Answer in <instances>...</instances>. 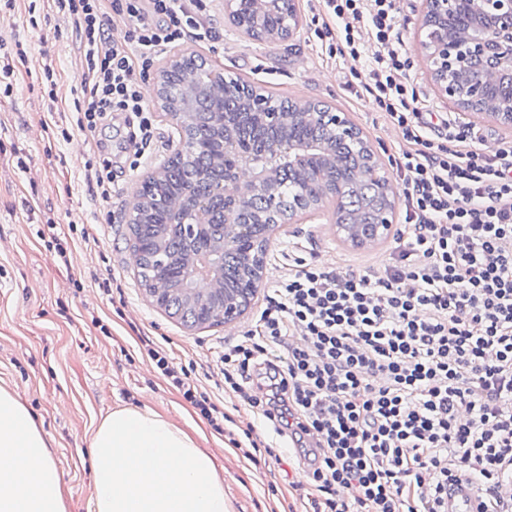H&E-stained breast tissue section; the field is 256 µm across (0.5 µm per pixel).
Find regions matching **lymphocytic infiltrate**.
Here are the masks:
<instances>
[{"instance_id":"lymphocytic-infiltrate-1","label":"lymphocytic infiltrate","mask_w":512,"mask_h":512,"mask_svg":"<svg viewBox=\"0 0 512 512\" xmlns=\"http://www.w3.org/2000/svg\"><path fill=\"white\" fill-rule=\"evenodd\" d=\"M55 2L85 60L74 125L121 119L142 159L154 121L136 72L210 37L204 0ZM323 2L318 35L338 54L359 58L367 37L379 47L361 90L408 145L397 247L379 274L296 258L254 331L225 346L224 392L277 435L314 442L305 512H438L461 478L483 512H512V144L485 154L467 126L422 120L396 0ZM147 354L226 433L191 369Z\"/></svg>"}]
</instances>
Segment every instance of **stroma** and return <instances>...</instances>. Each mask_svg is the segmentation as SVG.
Listing matches in <instances>:
<instances>
[{
	"instance_id": "obj_1",
	"label": "stroma",
	"mask_w": 512,
	"mask_h": 512,
	"mask_svg": "<svg viewBox=\"0 0 512 512\" xmlns=\"http://www.w3.org/2000/svg\"><path fill=\"white\" fill-rule=\"evenodd\" d=\"M303 26L286 42L248 38L224 13V0L211 4L214 34L189 41L195 51L223 64L264 90L292 101H320L343 112L360 128L384 165L404 147L369 96L347 86L366 74V59L330 55L315 34L325 15L320 0H300ZM398 20L409 59V75L423 112L466 124L477 148L490 152L512 142V128L483 114H467L438 95L431 64L420 49L416 23L424 0H398ZM27 45V62L15 61L17 44ZM52 56L57 105H50L42 68ZM14 60L13 92L0 96V385L19 393L42 425L62 477L68 512H92L94 488L90 444L100 421L123 405L146 406L195 432L216 472L224 479L229 512H302L295 484L304 480V456L287 437L255 428L276 447L279 459L255 466L233 451L182 395L159 377L141 353L142 340L161 347L175 363L190 364L202 391L224 405L235 420L253 422L248 407L225 397L220 357L226 341L243 335L270 288L301 256L334 268L379 271L395 246L387 238L361 247L337 235L333 209L308 224H282L269 233L262 282L240 321L213 327L184 325L156 308L140 284L129 241L128 214L143 178L179 146L175 122L155 111V138L137 168L127 161L129 133L119 123L63 138L80 95V55L75 29L58 17L52 0H0V62ZM106 145L117 174L108 211H100L85 178V161ZM60 240L68 265H59L50 246Z\"/></svg>"
}]
</instances>
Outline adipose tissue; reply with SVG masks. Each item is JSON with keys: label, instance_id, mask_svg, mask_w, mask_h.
Listing matches in <instances>:
<instances>
[{"label": "adipose tissue", "instance_id": "obj_1", "mask_svg": "<svg viewBox=\"0 0 512 512\" xmlns=\"http://www.w3.org/2000/svg\"><path fill=\"white\" fill-rule=\"evenodd\" d=\"M91 448L94 512H228L211 457L149 408L112 410ZM0 512H68L42 427L19 394L3 386Z\"/></svg>", "mask_w": 512, "mask_h": 512}]
</instances>
